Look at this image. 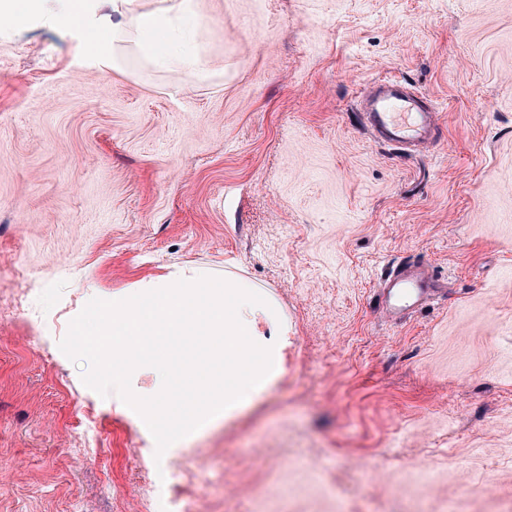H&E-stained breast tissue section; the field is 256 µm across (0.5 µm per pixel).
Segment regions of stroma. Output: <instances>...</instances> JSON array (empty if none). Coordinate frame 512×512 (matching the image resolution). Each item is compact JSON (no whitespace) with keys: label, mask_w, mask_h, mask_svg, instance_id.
<instances>
[{"label":"stroma","mask_w":512,"mask_h":512,"mask_svg":"<svg viewBox=\"0 0 512 512\" xmlns=\"http://www.w3.org/2000/svg\"><path fill=\"white\" fill-rule=\"evenodd\" d=\"M207 16L201 80L0 25V512H180L190 476L211 512H512V0ZM381 75L437 107L440 142L374 141L357 100ZM407 256L444 290L395 322L376 287ZM185 265L269 289L287 359L253 411L160 454L58 343Z\"/></svg>","instance_id":"obj_1"}]
</instances>
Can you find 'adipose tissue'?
<instances>
[{"instance_id":"obj_1","label":"adipose tissue","mask_w":512,"mask_h":512,"mask_svg":"<svg viewBox=\"0 0 512 512\" xmlns=\"http://www.w3.org/2000/svg\"><path fill=\"white\" fill-rule=\"evenodd\" d=\"M37 13L46 22L80 29L85 45L95 47L96 57L116 69L133 52L192 75L205 69L204 59L172 24L176 18L195 17L194 35L204 37L208 26L200 0H158L147 9L139 0H0L1 22L22 27Z\"/></svg>"}]
</instances>
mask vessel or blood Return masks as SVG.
<instances>
[{
	"label": "vessel or blood",
	"mask_w": 512,
	"mask_h": 512,
	"mask_svg": "<svg viewBox=\"0 0 512 512\" xmlns=\"http://www.w3.org/2000/svg\"><path fill=\"white\" fill-rule=\"evenodd\" d=\"M367 98L372 107L364 115L365 123L377 140L401 149L433 145L440 116L406 84L392 76L378 77ZM437 287L427 263L400 262L389 266L379 281L378 304L396 321L432 299Z\"/></svg>",
	"instance_id": "b4317fda"
}]
</instances>
